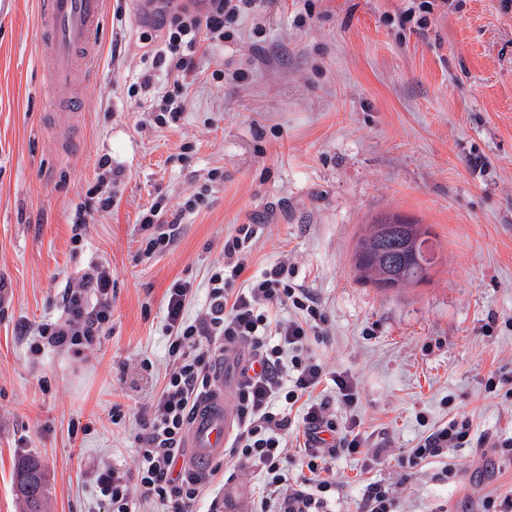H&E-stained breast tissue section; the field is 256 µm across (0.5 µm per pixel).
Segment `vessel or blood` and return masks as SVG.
Returning <instances> with one entry per match:
<instances>
[{
	"label": "vessel or blood",
	"instance_id": "1",
	"mask_svg": "<svg viewBox=\"0 0 512 512\" xmlns=\"http://www.w3.org/2000/svg\"><path fill=\"white\" fill-rule=\"evenodd\" d=\"M108 4L109 0H41L39 33L45 50L42 68L49 87L68 89L77 98L96 78L97 46ZM51 129L60 146H70L78 130L75 113H54ZM234 426L224 366L217 363L211 372L209 392L190 427L188 459L199 463L223 456Z\"/></svg>",
	"mask_w": 512,
	"mask_h": 512
}]
</instances>
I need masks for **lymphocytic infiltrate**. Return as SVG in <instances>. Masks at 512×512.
<instances>
[{
    "instance_id": "lymphocytic-infiltrate-1",
    "label": "lymphocytic infiltrate",
    "mask_w": 512,
    "mask_h": 512,
    "mask_svg": "<svg viewBox=\"0 0 512 512\" xmlns=\"http://www.w3.org/2000/svg\"><path fill=\"white\" fill-rule=\"evenodd\" d=\"M204 8L183 7L161 13L160 40L152 64L166 67L171 90L159 93L149 106L157 127L178 122L186 110L185 80L194 73L207 48L232 40L231 28L256 0H203ZM186 200L171 214L153 202L139 214L144 233L142 253L150 257L173 247L180 236L183 213L194 210ZM263 227L239 224L224 240V260L208 279L206 301L195 319L184 310L193 293L191 282L174 281L166 293L163 330L168 338V370L162 390L142 405L134 433L137 467L114 465L96 475L102 512H136L137 500H158L168 512H194L203 485L214 469L179 467L182 445L192 416L210 386V371L221 355H245L235 388L237 430L224 450L242 466L262 471L268 496L246 512H325L328 480L309 483L291 476L286 439L293 427L304 437L303 461L309 473L326 471L337 453L362 454L380 463L385 450L370 447L356 418L338 422L332 401L347 410L359 403L358 385L346 372L328 370L310 350L312 340L326 334V318L305 288L293 280V269L281 259L260 274L248 275L249 258ZM112 276L96 266L75 280L65 298L64 320L36 328L42 346L80 352L109 334ZM331 381L334 400L313 399L324 381ZM471 422L455 416L426 435L416 447L399 451V463L413 472L427 459L471 442Z\"/></svg>"
}]
</instances>
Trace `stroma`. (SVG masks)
Here are the masks:
<instances>
[{
	"label": "stroma",
	"mask_w": 512,
	"mask_h": 512,
	"mask_svg": "<svg viewBox=\"0 0 512 512\" xmlns=\"http://www.w3.org/2000/svg\"><path fill=\"white\" fill-rule=\"evenodd\" d=\"M413 3L263 0L239 18L234 42L201 59L186 112L159 130L129 91L156 31L111 0L100 77L83 90L80 137L64 153L48 114L67 92L45 84L37 0H0V512H22L12 481L25 453L47 471L49 512H98L96 469L135 468L130 430L110 412L161 390L166 290L194 282L196 317L238 224L263 227L250 272L287 258L324 313L327 334L311 349L360 392L355 410L336 402L332 412L390 450L374 467L330 459L333 512H360L374 480L395 486L399 512L441 501L467 512L478 497L512 495V458L493 447L512 435V400L484 388L490 371H512V7L432 0L424 28L400 30ZM473 157L486 168L472 170ZM104 158L125 172L119 200L73 242L75 209ZM203 187L177 243L143 256L139 212L159 196L177 211ZM387 214L429 225L439 255L428 282L398 293L362 284L352 263L356 236ZM95 265L112 274L110 334L79 356L33 358L36 326L63 317L65 288ZM456 415L471 421V447L405 476L398 450ZM91 416L94 431L72 435L71 422ZM450 467L457 478H442ZM263 486L223 461L196 510L239 512Z\"/></svg>",
	"instance_id": "35a3bbf8"
}]
</instances>
